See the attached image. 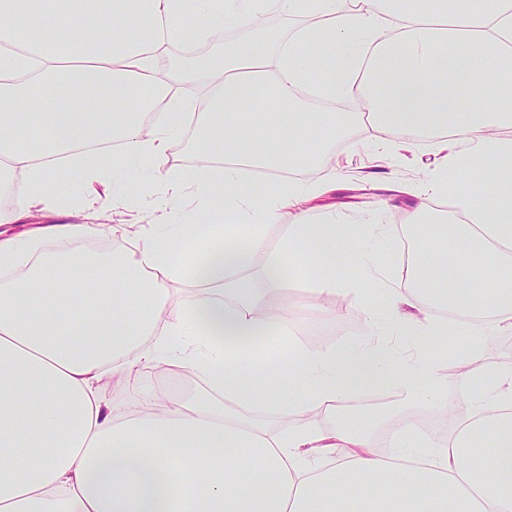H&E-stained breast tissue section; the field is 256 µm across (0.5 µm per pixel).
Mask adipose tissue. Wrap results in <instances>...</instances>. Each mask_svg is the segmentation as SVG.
I'll return each instance as SVG.
<instances>
[{
  "mask_svg": "<svg viewBox=\"0 0 512 512\" xmlns=\"http://www.w3.org/2000/svg\"><path fill=\"white\" fill-rule=\"evenodd\" d=\"M265 3L0 0V188L21 177L34 204L59 210L66 159L93 146L83 173L98 180L112 156L95 145L113 139L130 175L147 169L166 185L170 210L187 182L204 202L190 222L104 253L40 248L104 233L85 221L0 238V512H512V367L485 357L491 336L512 330V138L503 134L512 127V0H281L309 26L226 47L190 70L206 86L202 99L184 97L159 69L158 51L182 39L188 15L215 5L245 26ZM47 24L80 49H47ZM326 67L340 78H321ZM305 93L354 95L387 130L442 136L441 169L409 191L429 201L455 185L448 221L468 243L465 257L436 249L423 210L412 212L410 282L386 289L377 307L369 284L380 267L358 244L382 226L310 220L301 206L327 193L320 179L248 199L242 166L313 169L335 138V128L314 130ZM154 110L163 123L143 121ZM249 111L258 122L242 121ZM189 112L201 155L221 149L232 159L221 182L169 165ZM33 122L45 138L26 137ZM488 168L498 171L492 211L474 187ZM288 208L297 214L287 244L267 254L256 234ZM340 247L356 277L337 279ZM282 268L319 292L354 293L367 327L466 335L456 392H443L438 359L394 357L374 335L352 348L299 345L277 361L257 340L288 321L256 317L252 280L273 293ZM177 280L206 289L177 304L168 288ZM443 309L466 315V327ZM185 367L202 388L170 392L162 374ZM110 376L129 406L104 396ZM383 381L405 402L401 429L380 451L371 419L337 411ZM460 401L468 411L445 440L413 432L421 414H449ZM253 406L279 414L283 429L245 416ZM320 414L333 424L318 426Z\"/></svg>",
  "mask_w": 512,
  "mask_h": 512,
  "instance_id": "ef3b65f1",
  "label": "adipose tissue"
}]
</instances>
